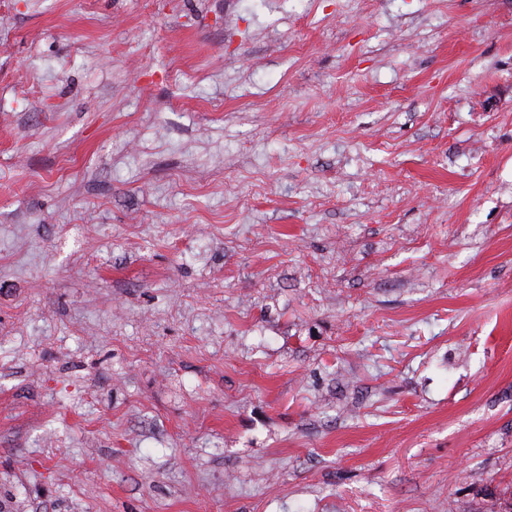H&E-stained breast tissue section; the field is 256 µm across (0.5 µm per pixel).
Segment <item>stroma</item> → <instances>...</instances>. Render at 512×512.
<instances>
[{
    "label": "stroma",
    "instance_id": "35a3bbf8",
    "mask_svg": "<svg viewBox=\"0 0 512 512\" xmlns=\"http://www.w3.org/2000/svg\"><path fill=\"white\" fill-rule=\"evenodd\" d=\"M507 493L512 0H0V501Z\"/></svg>",
    "mask_w": 512,
    "mask_h": 512
}]
</instances>
